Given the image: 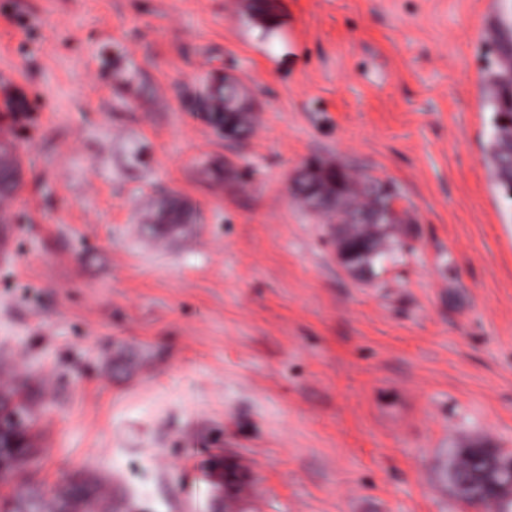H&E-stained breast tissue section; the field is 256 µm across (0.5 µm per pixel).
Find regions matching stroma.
<instances>
[{"label":"stroma","instance_id":"35a3bbf8","mask_svg":"<svg viewBox=\"0 0 512 512\" xmlns=\"http://www.w3.org/2000/svg\"><path fill=\"white\" fill-rule=\"evenodd\" d=\"M0 0V390L33 409L27 481L112 512H462L448 451H512V200L483 160L484 31L512 0ZM236 78L250 132L194 101ZM391 181L410 232L348 273L294 195L313 159ZM183 223H159L163 202Z\"/></svg>","mask_w":512,"mask_h":512}]
</instances>
